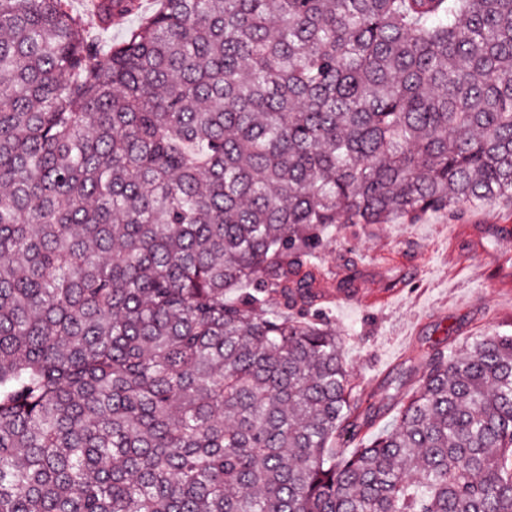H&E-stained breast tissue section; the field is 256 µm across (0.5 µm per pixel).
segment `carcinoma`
Returning <instances> with one entry per match:
<instances>
[{"label": "carcinoma", "mask_w": 512, "mask_h": 512, "mask_svg": "<svg viewBox=\"0 0 512 512\" xmlns=\"http://www.w3.org/2000/svg\"><path fill=\"white\" fill-rule=\"evenodd\" d=\"M138 5L0 0V512H512V333L370 439L316 262L512 201V0ZM140 12L138 15L126 17L112 22V29L104 36V40L112 44L122 41L128 31L137 25L140 15L148 14L155 8L156 0H139Z\"/></svg>", "instance_id": "obj_1"}]
</instances>
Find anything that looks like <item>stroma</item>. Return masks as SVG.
<instances>
[{"mask_svg": "<svg viewBox=\"0 0 512 512\" xmlns=\"http://www.w3.org/2000/svg\"><path fill=\"white\" fill-rule=\"evenodd\" d=\"M363 259L360 294L327 304L343 339L351 382L379 409V427L401 365L422 370L436 347L512 330V204L432 213L415 224H357L321 254L339 271L347 252Z\"/></svg>", "mask_w": 512, "mask_h": 512, "instance_id": "stroma-1", "label": "stroma"}]
</instances>
